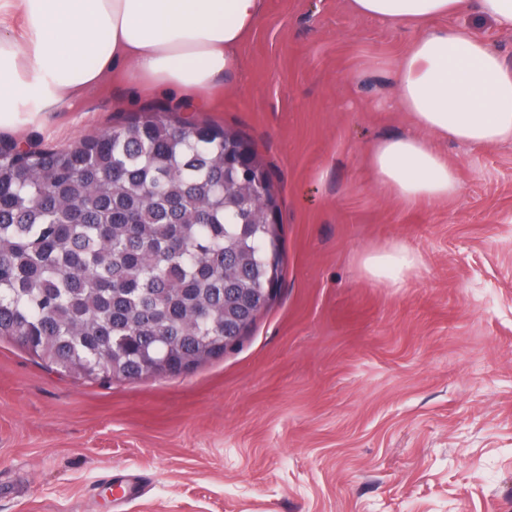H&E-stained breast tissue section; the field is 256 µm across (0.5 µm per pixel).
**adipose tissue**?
<instances>
[{"label":"adipose tissue","mask_w":512,"mask_h":512,"mask_svg":"<svg viewBox=\"0 0 512 512\" xmlns=\"http://www.w3.org/2000/svg\"><path fill=\"white\" fill-rule=\"evenodd\" d=\"M350 7L420 28L396 71V97L412 128L374 147L376 180L407 203L452 198L459 178L436 143L512 141V66L468 27L436 21L472 12L512 29V0H350ZM264 10L265 0H0V14L22 22L17 31L0 26V130L42 121L47 110L72 107L115 80L204 100L239 70V48ZM34 97L40 107L18 111L19 99ZM418 264L415 251L396 242L361 267L400 288Z\"/></svg>","instance_id":"ef3b65f1"}]
</instances>
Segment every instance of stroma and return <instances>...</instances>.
I'll return each mask as SVG.
<instances>
[{
    "mask_svg": "<svg viewBox=\"0 0 512 512\" xmlns=\"http://www.w3.org/2000/svg\"><path fill=\"white\" fill-rule=\"evenodd\" d=\"M419 32L266 0L220 105L181 118L239 131L269 168L275 297L162 378L86 383L0 339V512H512V141H438L448 200L403 203L369 165L410 128L395 70ZM177 97L101 90L0 145L66 148ZM394 242L421 260L400 288L360 265Z\"/></svg>",
    "mask_w": 512,
    "mask_h": 512,
    "instance_id": "1",
    "label": "stroma"
}]
</instances>
